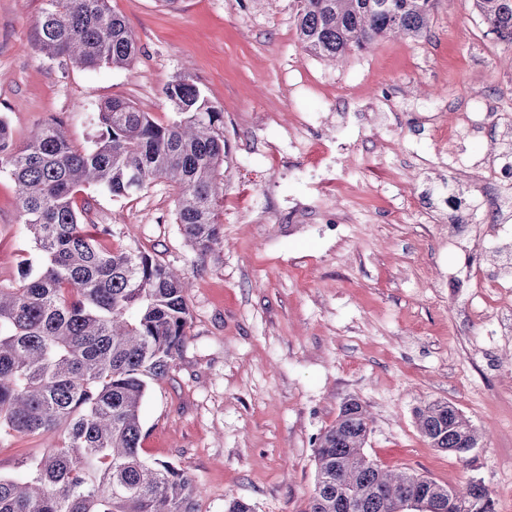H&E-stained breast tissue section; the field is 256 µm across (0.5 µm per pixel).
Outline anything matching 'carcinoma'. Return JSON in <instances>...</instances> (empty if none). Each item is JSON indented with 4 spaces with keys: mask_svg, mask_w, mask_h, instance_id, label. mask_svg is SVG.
Listing matches in <instances>:
<instances>
[{
    "mask_svg": "<svg viewBox=\"0 0 512 512\" xmlns=\"http://www.w3.org/2000/svg\"><path fill=\"white\" fill-rule=\"evenodd\" d=\"M306 51L336 60L387 35L427 33L435 0H298ZM490 30L512 44V0H476ZM37 51L89 69H123L140 49L109 0H46L35 24ZM175 118L162 124L113 98L97 112L89 148L67 139L63 121L41 126L22 148L0 116V172L17 187L22 224L41 258L16 288L0 287V441L59 432L23 474L0 475V512H198V489L169 461L140 454V406L149 381L165 378L187 343L191 287L182 271L130 247L108 249L105 224H86L74 206L85 187L126 197L163 179L177 191L176 223L201 256L224 246L223 112L189 71L167 84ZM433 448L466 457L479 435L446 402L416 411ZM362 404L342 405L317 439L309 512H397L412 474L386 472L365 452ZM444 512H494L482 485L422 489Z\"/></svg>",
    "mask_w": 512,
    "mask_h": 512,
    "instance_id": "carcinoma-1",
    "label": "carcinoma"
}]
</instances>
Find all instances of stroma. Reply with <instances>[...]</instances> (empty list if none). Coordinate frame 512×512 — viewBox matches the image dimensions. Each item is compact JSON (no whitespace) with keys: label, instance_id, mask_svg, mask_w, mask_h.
I'll use <instances>...</instances> for the list:
<instances>
[{"label":"stroma","instance_id":"stroma-1","mask_svg":"<svg viewBox=\"0 0 512 512\" xmlns=\"http://www.w3.org/2000/svg\"><path fill=\"white\" fill-rule=\"evenodd\" d=\"M44 4L0 0V116L15 145L58 117L74 145L90 146L96 107L111 98L169 122L163 89L186 70L224 114L215 256L186 242L166 182L76 195L88 223L111 226L110 245L191 278L187 347L149 385L142 456L184 469L199 512H225L232 498L255 512H308L315 441L354 398L382 469L477 482L495 512H512V335L484 316L476 288L512 259V223L449 237V200L465 187L431 160L436 126L452 129L473 95L512 118V44L474 0H438L427 36L382 38L336 65L303 48L297 0H110L141 49L126 69L40 56ZM16 197L0 172L3 287L38 260ZM432 401L478 429L467 459L419 433L415 411ZM49 442H0V474L20 475Z\"/></svg>","mask_w":512,"mask_h":512}]
</instances>
